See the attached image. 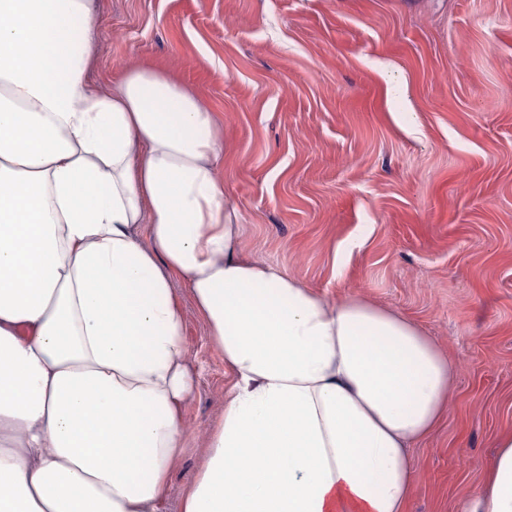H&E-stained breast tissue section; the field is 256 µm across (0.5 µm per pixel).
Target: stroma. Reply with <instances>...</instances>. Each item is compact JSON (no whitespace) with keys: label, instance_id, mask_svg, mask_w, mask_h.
<instances>
[{"label":"stroma","instance_id":"1","mask_svg":"<svg viewBox=\"0 0 512 512\" xmlns=\"http://www.w3.org/2000/svg\"><path fill=\"white\" fill-rule=\"evenodd\" d=\"M91 23L93 85L146 63L214 112L244 255L447 352L408 512H456L512 430V0H93ZM183 306L196 390L167 512L232 384Z\"/></svg>","mask_w":512,"mask_h":512}]
</instances>
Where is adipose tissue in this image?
I'll return each mask as SVG.
<instances>
[{"instance_id": "obj_1", "label": "adipose tissue", "mask_w": 512, "mask_h": 512, "mask_svg": "<svg viewBox=\"0 0 512 512\" xmlns=\"http://www.w3.org/2000/svg\"><path fill=\"white\" fill-rule=\"evenodd\" d=\"M92 0H0V512H166L194 390L233 383L179 512H407L454 365L409 318L245 257L189 87L89 83ZM456 512H512V432ZM180 294L185 311V332L189 348V364L196 376V390L185 409L186 448L171 471L168 512H178L179 495L197 473L203 454V436L220 417L224 393L232 384V374L224 366V356L206 337L205 326L184 288Z\"/></svg>"}]
</instances>
